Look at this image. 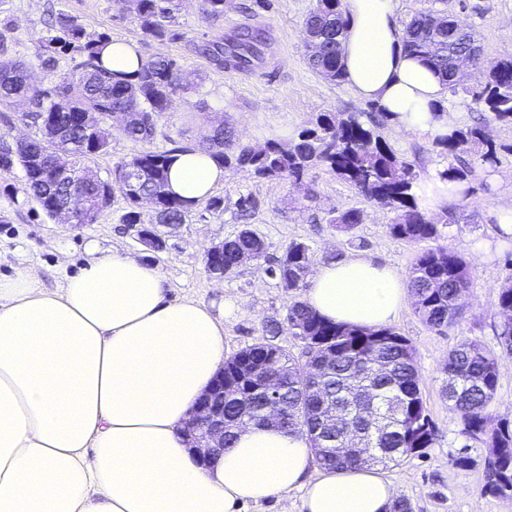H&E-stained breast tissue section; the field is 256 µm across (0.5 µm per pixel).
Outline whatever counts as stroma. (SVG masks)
Instances as JSON below:
<instances>
[{"label":"stroma","mask_w":512,"mask_h":512,"mask_svg":"<svg viewBox=\"0 0 512 512\" xmlns=\"http://www.w3.org/2000/svg\"><path fill=\"white\" fill-rule=\"evenodd\" d=\"M314 0H226L218 21L204 18L200 0H182L181 38L145 37L133 20L130 0H0V40L12 56L32 58L53 35L50 13L62 12L84 24L87 33H105L135 46L143 59H176L183 81L192 91L174 97L150 143H134L114 136L108 153L87 163L89 171L106 176L120 161L146 150L169 149L172 142L196 145L217 121L232 127L246 143L269 139L291 141L312 127L324 112L371 113L368 102L357 99L346 84L334 83L308 64L304 19ZM442 10L458 17L480 37L484 61L512 57V0H398V19L406 21L427 10ZM265 30L267 40L261 60L242 70L214 69L194 53L190 40L229 43L244 30ZM465 93L450 98L448 110L458 125L482 124L488 137L501 148L497 165L477 170L466 187L468 203H453L457 221L445 224L441 213L439 244L454 248L475 266L471 288L464 295V318L439 333L429 329L413 304H405L391 326L410 340L421 376L426 410L436 428L433 444L421 454L403 458L383 470L398 498L408 500L412 512H512V496L483 493L486 443L463 434L462 423L443 394L442 368L448 352L465 340H477L496 349L498 387L489 407L493 418L512 422V351L500 348L497 332L502 318L497 309L496 286L512 275V240L504 239L496 221L498 207L512 202V124L489 120L471 94L474 77L465 80ZM205 100L206 110L194 104ZM382 137L403 157L415 162L419 183H426L443 166L441 148L434 139L396 134L389 123L379 127ZM216 195L224 211L199 217L190 213L177 229L160 228L165 241L161 251L146 249L122 217L128 205L115 196L111 207L92 224H62L48 218L24 191L21 170L0 174V274L15 267H36L45 287L58 288L65 273L85 267L89 248L115 246L135 257L157 264L170 284L174 300L193 299L224 311V342L228 353L265 338L270 321L280 322L277 345L298 351L301 342L285 324L290 294L267 272L265 260L244 261L234 274L216 281L206 274L207 249L248 228L270 245V255H280L292 241L310 245L315 263L362 254L407 276L420 245L393 239L388 231L395 213L359 194L328 169L317 167L306 178V188L287 180H262L230 167ZM252 196L257 207L240 218L239 196ZM355 209L363 221L342 232L331 220L339 212ZM467 466H456L458 457Z\"/></svg>","instance_id":"1"}]
</instances>
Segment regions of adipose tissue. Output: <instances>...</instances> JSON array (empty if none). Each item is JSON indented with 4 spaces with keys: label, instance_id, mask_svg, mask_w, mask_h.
<instances>
[{
    "label": "adipose tissue",
    "instance_id": "1",
    "mask_svg": "<svg viewBox=\"0 0 512 512\" xmlns=\"http://www.w3.org/2000/svg\"><path fill=\"white\" fill-rule=\"evenodd\" d=\"M396 0H341L345 82L399 131L452 127L443 78L404 46ZM203 151L177 155L170 193L191 205L223 183ZM410 293L366 257L319 264L305 300L327 321L389 324ZM226 359L224 315L173 301L159 267L99 252L62 287L36 268L0 276V512H239L301 490L302 512H389L392 483L374 469L308 477L306 440L244 427L201 465L182 431Z\"/></svg>",
    "mask_w": 512,
    "mask_h": 512
}]
</instances>
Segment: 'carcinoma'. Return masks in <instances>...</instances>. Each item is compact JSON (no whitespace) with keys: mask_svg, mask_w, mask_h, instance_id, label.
Here are the masks:
<instances>
[{"mask_svg":"<svg viewBox=\"0 0 512 512\" xmlns=\"http://www.w3.org/2000/svg\"><path fill=\"white\" fill-rule=\"evenodd\" d=\"M135 19L143 33L163 39L177 37L179 0H132ZM57 30L48 44L29 60L8 55L0 47V106L21 100L42 135L13 144L0 139V172H23L27 193L42 211L53 217L65 206L74 211L75 224H93L98 213L120 193L129 205L125 224L141 223L140 199L154 201L155 223L183 224L192 207L167 191L169 163L179 153L193 150L176 145L161 152L145 151L115 164L112 173L95 185L77 187L82 162L108 151L112 130L101 125L110 114L125 116L121 135L149 142L168 111L172 97L189 87L180 83L179 66L169 57L140 60L135 79L118 76L101 58L110 37L87 36L84 26L60 13L52 22ZM305 29L315 38L310 46V67L330 81L343 79L340 43L345 20L340 0H315L305 19ZM405 46L421 56L446 82L448 93L464 90L456 80L453 58L470 49L475 32L441 11L421 12L403 24ZM264 38L251 33L224 47L221 43L193 45L216 68L243 65L260 52ZM74 48L66 70L46 87L30 82L35 67L53 74L59 54ZM475 101L496 121L512 124V58L490 62L477 79ZM447 166L439 172L444 181L464 182L476 167L498 163L497 149L478 124L455 128L437 139ZM223 166L234 165L258 179H288L303 186L308 172L318 166L350 183L358 193L396 212L388 225L396 240L420 243L435 239L439 229L419 209L414 184L415 164L399 156L361 120L357 112L321 114L314 127L301 130L288 144L267 140L243 144L219 123L198 146ZM330 223L348 231L362 223L361 213L348 209ZM269 244L244 229L224 240V251L206 252L204 269L217 264L224 276L235 273L241 258L266 256ZM314 262L304 242H291L269 266L270 276L288 293L303 287ZM473 264L448 246L417 254L408 273L407 288L421 320L444 332L460 322L461 294L469 288ZM500 314L512 315V276L498 287ZM286 321L301 347L290 352L271 341H260L231 355L224 362V449L233 447L239 426L267 425L264 413L271 402L279 406L278 426L307 440L317 464L331 469L386 467L429 447L435 427L426 412L420 375L410 341L390 327L358 328L324 321L304 301L288 306ZM272 369L277 395L264 389L262 372ZM444 392L462 420V433L500 449V461L485 463L484 492L512 495V424L494 421L488 408L498 386L493 349L466 340L448 352L443 368ZM379 451L366 462L348 451L353 443Z\"/></svg>","mask_w":512,"mask_h":512,"instance_id":"carcinoma-1","label":"carcinoma"}]
</instances>
